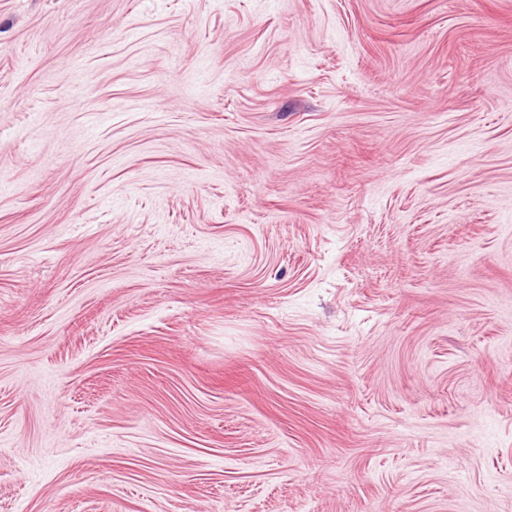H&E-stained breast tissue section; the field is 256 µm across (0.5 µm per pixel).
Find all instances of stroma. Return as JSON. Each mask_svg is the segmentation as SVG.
Here are the masks:
<instances>
[{"mask_svg": "<svg viewBox=\"0 0 512 512\" xmlns=\"http://www.w3.org/2000/svg\"><path fill=\"white\" fill-rule=\"evenodd\" d=\"M0 512H512V0H0Z\"/></svg>", "mask_w": 512, "mask_h": 512, "instance_id": "1", "label": "stroma"}]
</instances>
